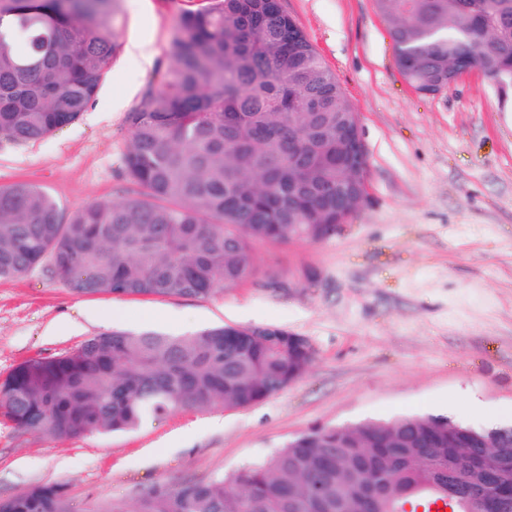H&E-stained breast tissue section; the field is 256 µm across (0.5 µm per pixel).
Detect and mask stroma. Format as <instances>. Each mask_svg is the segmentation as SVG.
<instances>
[{"label":"stroma","instance_id":"1","mask_svg":"<svg viewBox=\"0 0 512 512\" xmlns=\"http://www.w3.org/2000/svg\"><path fill=\"white\" fill-rule=\"evenodd\" d=\"M206 0H116L118 52L74 122L0 138V188L31 183L70 215L134 193L128 112L166 71L180 16ZM360 114L367 194L336 235L254 247L261 277L214 297L76 294L49 263L0 281V379L106 332L274 325L307 337L308 371L246 409L185 410L140 430L55 440L0 418V498L64 483L77 512H134L316 426L423 413L512 425V86L471 70L436 94L402 77L373 0H282ZM150 43L151 66L132 56ZM317 274L308 286L307 270Z\"/></svg>","mask_w":512,"mask_h":512}]
</instances>
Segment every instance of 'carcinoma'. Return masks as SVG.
I'll return each mask as SVG.
<instances>
[{
	"label": "carcinoma",
	"instance_id": "carcinoma-1",
	"mask_svg": "<svg viewBox=\"0 0 512 512\" xmlns=\"http://www.w3.org/2000/svg\"><path fill=\"white\" fill-rule=\"evenodd\" d=\"M113 0H0V136L39 141L85 111L117 54ZM403 78L434 90L475 63L512 75V0H374ZM173 63L128 113L133 198L63 220L43 188H0V280L43 261L76 294L208 299L253 277L256 241L320 242L358 206L344 89L278 0H209L183 14ZM313 357L279 326L190 334L114 328L0 380L16 428L69 439L132 431L180 410L249 408L302 377ZM472 425L404 415L305 431L232 474L156 485L134 512L426 510L453 475L464 492L482 461ZM428 454L420 456V450ZM0 512H74L64 483L35 484Z\"/></svg>",
	"mask_w": 512,
	"mask_h": 512
}]
</instances>
